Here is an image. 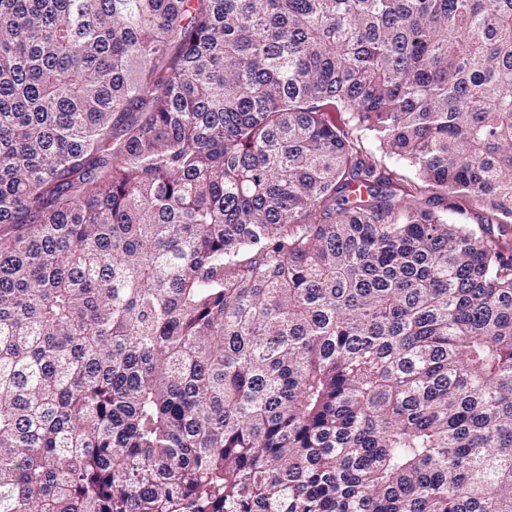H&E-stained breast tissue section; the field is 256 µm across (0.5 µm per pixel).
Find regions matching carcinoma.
I'll return each instance as SVG.
<instances>
[{"mask_svg":"<svg viewBox=\"0 0 512 512\" xmlns=\"http://www.w3.org/2000/svg\"><path fill=\"white\" fill-rule=\"evenodd\" d=\"M511 222L512 0H0V512H512Z\"/></svg>","mask_w":512,"mask_h":512,"instance_id":"carcinoma-1","label":"carcinoma"}]
</instances>
